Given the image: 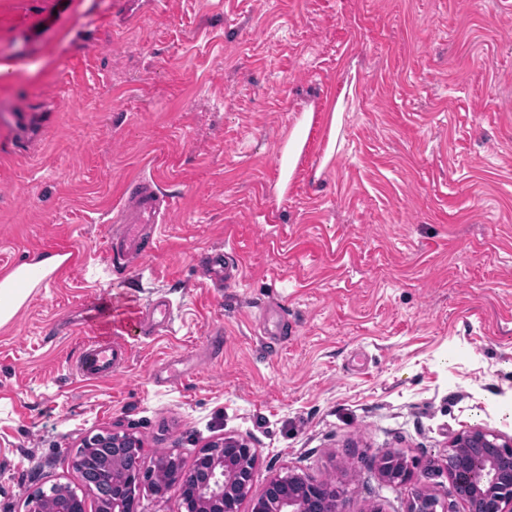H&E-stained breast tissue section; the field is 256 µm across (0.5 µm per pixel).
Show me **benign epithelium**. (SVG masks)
<instances>
[{
  "instance_id": "1",
  "label": "benign epithelium",
  "mask_w": 512,
  "mask_h": 512,
  "mask_svg": "<svg viewBox=\"0 0 512 512\" xmlns=\"http://www.w3.org/2000/svg\"><path fill=\"white\" fill-rule=\"evenodd\" d=\"M90 445L112 450L117 463L128 447H141L129 435H98ZM257 461L256 449L246 439L226 438L196 457L195 484L177 487L185 512H240L250 491ZM445 467L450 493L470 489L466 512H512V437L482 427H469L448 445ZM381 475L391 484L405 485L414 474L401 455L385 454L379 460ZM152 475L142 467L128 474V481H112V497L103 512H138L135 496L127 488L150 484ZM440 501L426 491H417L407 512H438ZM53 512H86L85 499L65 496L53 505ZM253 512H344L342 493L310 481L292 471L272 479L257 499Z\"/></svg>"
}]
</instances>
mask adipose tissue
I'll return each instance as SVG.
<instances>
[{
	"label": "adipose tissue",
	"instance_id": "ef3b65f1",
	"mask_svg": "<svg viewBox=\"0 0 512 512\" xmlns=\"http://www.w3.org/2000/svg\"><path fill=\"white\" fill-rule=\"evenodd\" d=\"M65 256L42 255L0 277V326L11 322L32 293L62 264Z\"/></svg>",
	"mask_w": 512,
	"mask_h": 512
}]
</instances>
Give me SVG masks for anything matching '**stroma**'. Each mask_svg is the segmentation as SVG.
Returning <instances> with one entry per match:
<instances>
[{"instance_id": "obj_1", "label": "stroma", "mask_w": 512, "mask_h": 512, "mask_svg": "<svg viewBox=\"0 0 512 512\" xmlns=\"http://www.w3.org/2000/svg\"><path fill=\"white\" fill-rule=\"evenodd\" d=\"M141 174L170 206L121 270ZM225 250L219 287L201 267ZM42 254L68 260L0 327V512L79 487L98 433L138 437L147 470L249 439L241 512L290 471L341 479L345 512L417 488L465 512L449 442L512 436V0H0V274ZM160 299L172 328L132 324ZM93 336L129 351L111 378L76 371ZM301 119L297 125L293 128L288 136V140L283 149L284 161L288 166V176L295 166V163L300 156L306 137L307 127L310 123L312 111H304ZM167 203L150 177L142 176L126 184L120 215L114 220V224L120 225L107 239L106 256L111 264L129 269L146 259ZM227 253L224 255V267L221 264L212 263L207 265L205 268V276L212 282H219L221 285L223 283H231L234 282L237 278L239 264L231 263L229 261ZM381 475L391 484L405 485L411 483L414 474L407 461L401 455L385 454L379 460Z\"/></svg>"}]
</instances>
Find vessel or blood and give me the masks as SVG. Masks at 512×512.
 I'll use <instances>...</instances> for the list:
<instances>
[{
  "label": "vessel or blood",
  "instance_id": "b4317fda",
  "mask_svg": "<svg viewBox=\"0 0 512 512\" xmlns=\"http://www.w3.org/2000/svg\"><path fill=\"white\" fill-rule=\"evenodd\" d=\"M166 207L167 201L153 179L142 176L129 181L123 191L118 228L107 239L106 256L110 263L129 269L146 259ZM138 319L151 320L166 328L173 321V311L167 302L158 301L143 309ZM127 358V350L112 341L94 337L85 344L76 370L88 379L108 378Z\"/></svg>",
  "mask_w": 512,
  "mask_h": 512
}]
</instances>
